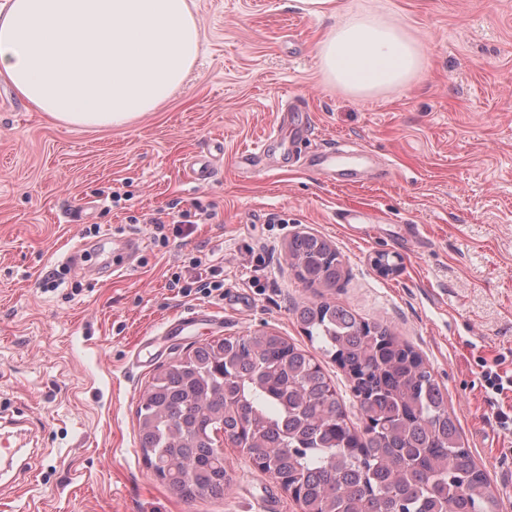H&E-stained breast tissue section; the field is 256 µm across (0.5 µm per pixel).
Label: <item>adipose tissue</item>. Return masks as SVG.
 <instances>
[{
    "mask_svg": "<svg viewBox=\"0 0 512 512\" xmlns=\"http://www.w3.org/2000/svg\"><path fill=\"white\" fill-rule=\"evenodd\" d=\"M201 50L193 0H0V79L64 125H127L180 89ZM329 83L369 97L408 83L420 45L390 20L348 12L318 43Z\"/></svg>",
    "mask_w": 512,
    "mask_h": 512,
    "instance_id": "adipose-tissue-1",
    "label": "adipose tissue"
}]
</instances>
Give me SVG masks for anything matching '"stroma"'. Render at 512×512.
<instances>
[{"label": "stroma", "mask_w": 512, "mask_h": 512, "mask_svg": "<svg viewBox=\"0 0 512 512\" xmlns=\"http://www.w3.org/2000/svg\"><path fill=\"white\" fill-rule=\"evenodd\" d=\"M316 18L295 0H194L201 52L184 86L122 127L85 128L28 109L0 80V425L25 421L21 458L40 472L0 477L12 512H300L233 443L223 498L186 501L147 467L138 400L157 367L198 343L274 331L309 348L295 314L314 292L294 276L288 242L331 240L346 275L326 298L389 325L420 352L469 448L512 512V433L496 422L512 392L488 398L481 359L512 370V0H340ZM381 15L425 51L407 85L362 98L330 84L316 45L346 10ZM305 106L310 154H375L380 173L327 182L279 154L241 173L237 152L272 127L280 103ZM215 176L195 183L189 157ZM92 201L101 232L142 240L139 268L112 278L72 205ZM364 210L373 231L338 220ZM188 214L189 236L155 238ZM84 245L81 263L64 265ZM399 258L380 274L377 254ZM220 269L221 294L174 279ZM57 273L58 289L46 277ZM196 321L179 336L165 322Z\"/></svg>", "instance_id": "35a3bbf8"}]
</instances>
